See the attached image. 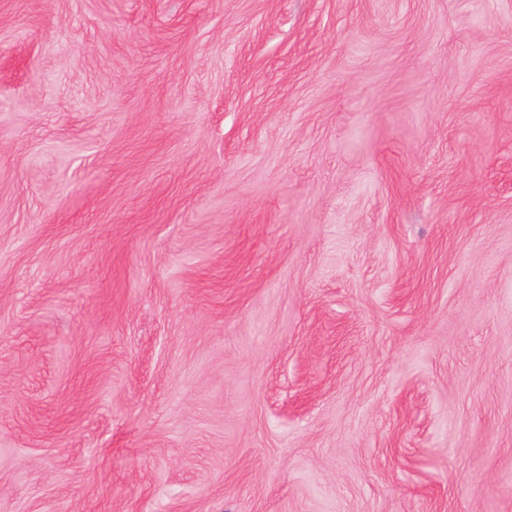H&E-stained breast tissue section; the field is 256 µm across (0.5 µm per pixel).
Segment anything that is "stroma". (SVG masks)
<instances>
[{
    "mask_svg": "<svg viewBox=\"0 0 512 512\" xmlns=\"http://www.w3.org/2000/svg\"><path fill=\"white\" fill-rule=\"evenodd\" d=\"M0 512H512V0H0Z\"/></svg>",
    "mask_w": 512,
    "mask_h": 512,
    "instance_id": "35a3bbf8",
    "label": "stroma"
}]
</instances>
